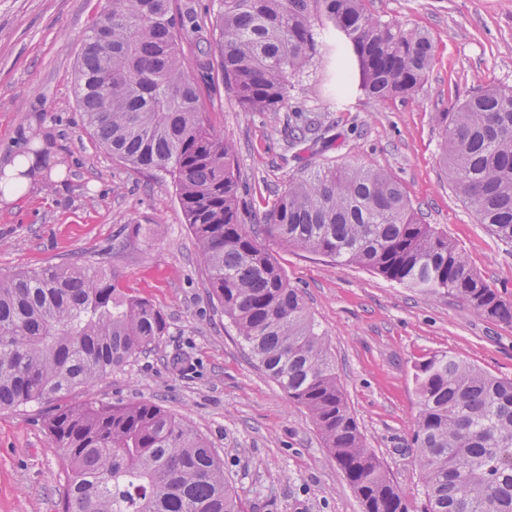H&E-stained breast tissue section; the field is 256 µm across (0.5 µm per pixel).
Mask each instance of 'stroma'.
<instances>
[{
	"label": "stroma",
	"mask_w": 512,
	"mask_h": 512,
	"mask_svg": "<svg viewBox=\"0 0 512 512\" xmlns=\"http://www.w3.org/2000/svg\"><path fill=\"white\" fill-rule=\"evenodd\" d=\"M106 5L0 0V168L20 154L46 161L38 184L14 202L0 201V276L104 261L124 293L164 313L169 334L78 401H153L185 419L223 460L246 512H363L308 411L258 367L213 300L172 178L112 157L85 124L75 66ZM366 7L427 30L435 62L405 99L356 91L340 106L322 84L303 81L288 107L316 112L331 126L324 149L289 147L283 114L242 109L222 81L219 42L211 44L207 70L185 42L209 122L235 147L241 218L262 231L265 212L301 169L327 161L381 168L402 183L425 223L446 232L488 285L512 300V250L449 188L431 120L432 109L453 111L480 88L512 87V0H367ZM139 224L146 237L136 236ZM263 242L327 337L367 444L405 498L422 506L411 448L417 365L447 353L512 378V327L464 310L452 296L405 288L269 236ZM53 411L32 404L0 413V512H58L68 466L46 429Z\"/></svg>",
	"instance_id": "stroma-1"
}]
</instances>
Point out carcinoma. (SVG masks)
Instances as JSON below:
<instances>
[{
	"label": "carcinoma",
	"mask_w": 512,
	"mask_h": 512,
	"mask_svg": "<svg viewBox=\"0 0 512 512\" xmlns=\"http://www.w3.org/2000/svg\"><path fill=\"white\" fill-rule=\"evenodd\" d=\"M87 31L77 102L98 142L136 170L176 180L210 293L259 367L310 413L364 512H409L352 414L327 340L274 256L244 224L233 146L210 125L183 43L199 32L173 0H110ZM224 82L250 112H278L314 76L344 100L354 86L379 101L421 86L436 54L423 30L383 21L365 0H220ZM441 129L448 186L512 247V88L488 87ZM288 144L325 145L313 112L286 115ZM269 236L358 266L406 288L451 295L512 324V301L490 288L448 234L425 224L402 183L381 168L328 162L288 183L267 210ZM167 332L150 301L95 264L0 277V411L56 404L46 422L70 473L59 512H245L224 461L183 419L148 402L63 404L155 350ZM412 447L424 512H512V379L453 355L415 373Z\"/></svg>",
	"instance_id": "cac0c4a2"
}]
</instances>
